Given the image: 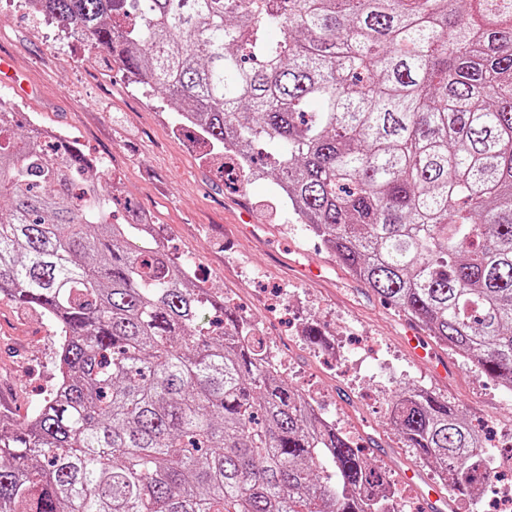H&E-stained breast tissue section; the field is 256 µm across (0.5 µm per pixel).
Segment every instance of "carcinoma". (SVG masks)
<instances>
[{"mask_svg":"<svg viewBox=\"0 0 512 512\" xmlns=\"http://www.w3.org/2000/svg\"><path fill=\"white\" fill-rule=\"evenodd\" d=\"M273 184L357 280L512 391V0H42ZM276 30L271 39L267 32ZM0 110V298L57 327L37 414L0 419V512H397L256 325L113 222L98 162ZM448 494L495 480L462 413L390 399Z\"/></svg>","mask_w":512,"mask_h":512,"instance_id":"cac0c4a2","label":"carcinoma"}]
</instances>
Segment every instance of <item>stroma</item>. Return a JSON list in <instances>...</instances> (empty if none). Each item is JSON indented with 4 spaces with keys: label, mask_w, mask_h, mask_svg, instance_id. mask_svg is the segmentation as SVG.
Segmentation results:
<instances>
[{
    "label": "stroma",
    "mask_w": 512,
    "mask_h": 512,
    "mask_svg": "<svg viewBox=\"0 0 512 512\" xmlns=\"http://www.w3.org/2000/svg\"><path fill=\"white\" fill-rule=\"evenodd\" d=\"M0 60L18 69L17 86L4 94L18 120L70 131L87 154L109 163L115 222L123 220L122 200H132L157 224L161 246L196 256L199 282L258 324L289 384L319 389L324 415L406 488L397 500L401 512H426L404 472L425 483L439 477L390 423L398 387L418 385L447 398L481 429L487 447L512 442V392L431 340L427 356L414 360L402 338L418 323L350 275L273 198L270 178L239 188L224 181L217 163L178 129L163 95L144 91L106 54L61 36L55 23L35 19L22 0H0ZM310 325L324 343L305 336ZM58 346L51 320L0 300L1 413L20 419L39 410L56 380Z\"/></svg>",
    "instance_id": "1"
}]
</instances>
